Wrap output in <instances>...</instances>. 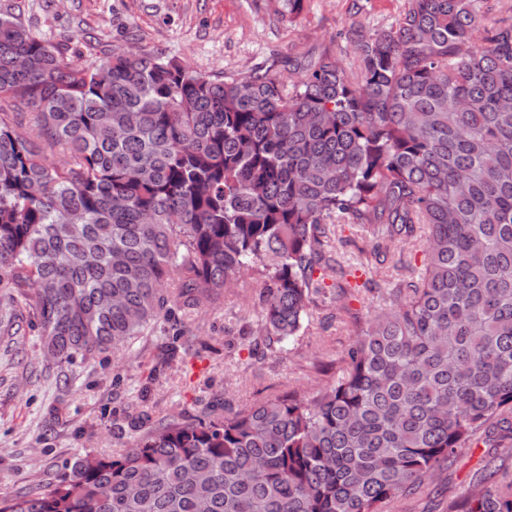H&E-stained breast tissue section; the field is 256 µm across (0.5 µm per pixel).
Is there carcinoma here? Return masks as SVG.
<instances>
[{
	"instance_id": "obj_1",
	"label": "carcinoma",
	"mask_w": 512,
	"mask_h": 512,
	"mask_svg": "<svg viewBox=\"0 0 512 512\" xmlns=\"http://www.w3.org/2000/svg\"><path fill=\"white\" fill-rule=\"evenodd\" d=\"M351 43L350 67L324 54L212 78L125 48L75 65L0 12V288L25 287L9 301L64 387L252 274L258 337L285 357L326 295L318 268L367 276L415 241L426 257L334 285L384 308L332 381L147 429L133 402L128 447L0 493V512H382L478 431L512 438V21L404 0ZM341 225L372 242L344 264ZM188 340L169 337L148 379ZM447 512H512V480Z\"/></svg>"
}]
</instances>
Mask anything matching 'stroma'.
<instances>
[{"label": "stroma", "instance_id": "obj_1", "mask_svg": "<svg viewBox=\"0 0 512 512\" xmlns=\"http://www.w3.org/2000/svg\"><path fill=\"white\" fill-rule=\"evenodd\" d=\"M401 6L402 0H305L288 23L275 15L274 0H0V11L16 9L67 58L79 52L100 57L132 45L214 77L258 67L277 71L288 60L326 52L351 64L346 34L390 24ZM335 281V274H326L330 289L316 314L336 311L339 319L325 329L309 326L287 356L254 342L253 300L261 281L251 275L225 295L221 307L177 314L192 340L158 379L148 375L163 339L160 327L119 361L78 366L65 393L56 387V372L41 353L27 311L0 305V485L30 492L74 456L125 447L127 439L115 433L113 422L145 382L151 391L144 410L188 417L202 415L217 394L241 407L328 382L351 341L354 317L379 306L363 288L337 297ZM489 471L498 480L512 476V455L488 458L483 447L463 448L454 463L414 493L387 502L384 512H446L449 497Z\"/></svg>", "mask_w": 512, "mask_h": 512}]
</instances>
